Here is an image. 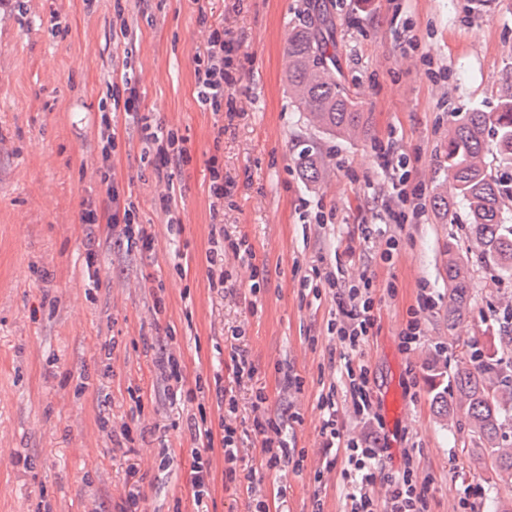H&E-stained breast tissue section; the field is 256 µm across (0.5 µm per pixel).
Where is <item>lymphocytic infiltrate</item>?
Returning a JSON list of instances; mask_svg holds the SVG:
<instances>
[{
	"mask_svg": "<svg viewBox=\"0 0 512 512\" xmlns=\"http://www.w3.org/2000/svg\"><path fill=\"white\" fill-rule=\"evenodd\" d=\"M240 45L234 39L225 37L223 28L208 30L203 56L197 57L194 69L195 84L202 104L208 105L211 112L224 110L226 99L232 98L236 79L234 64L239 56ZM123 113L127 124L136 126L143 144V156L151 160L159 180L165 181L166 189L157 199L159 210L168 223H177L178 194L171 174L172 169L183 165L188 159L186 140L177 129L154 122L153 118L140 107L139 89L131 76H122L120 83L108 84L106 93L99 105L96 123V137L99 145L97 173L106 186L111 214H103L93 203H86L80 221L86 228L88 248L85 263L94 266L97 259L96 247L101 238L113 239L115 244H127L128 248L142 253L153 252L155 238L139 220L135 203L121 197L112 179V152L115 137L112 133V116ZM213 247L206 257L208 281L211 289L224 292L229 274L224 268L226 252H233L243 260L253 257V250L246 239L225 240L218 237L212 241ZM324 282L336 303V312L330 322L331 328L351 351H359L367 343L374 326V299L370 277L359 281H346L341 271L326 272ZM215 395L218 408L224 414L218 425L208 423L206 417H189L187 431L192 444L193 477L192 495L197 506H204L210 496L215 473L212 468L213 450H221L224 456L222 472L225 485L231 486L238 480L241 434L235 422L238 401L229 389L224 388L221 374H214ZM267 397L264 392H256L252 402L255 412L251 430L259 442L260 468L265 473H279L287 467H301L298 449L289 447L286 429L295 416L288 409L276 413L266 410ZM320 408L322 420L320 437L325 456L326 469L340 468L349 491V512H377V504L372 488L377 482H385L389 487L386 499V512H427L428 496L424 486L413 477L412 470H404L400 475L386 471L384 451L375 438L369 435L348 437L344 426L337 417L334 394L323 397ZM344 456V465H337V456Z\"/></svg>",
	"mask_w": 512,
	"mask_h": 512,
	"instance_id": "lymphocytic-infiltrate-1",
	"label": "lymphocytic infiltrate"
}]
</instances>
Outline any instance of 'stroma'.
I'll return each mask as SVG.
<instances>
[{
    "instance_id": "1",
    "label": "stroma",
    "mask_w": 512,
    "mask_h": 512,
    "mask_svg": "<svg viewBox=\"0 0 512 512\" xmlns=\"http://www.w3.org/2000/svg\"><path fill=\"white\" fill-rule=\"evenodd\" d=\"M332 19L341 79L367 115L365 133L333 139L308 124L288 96L287 39L311 0H123L136 38L112 30L114 0H26L0 7V512H117L125 471L143 475V512H197L190 495L193 459L186 419L196 402L174 400L157 378L149 343L170 338L186 375L210 376L231 348L255 364L249 380L225 371L238 399L244 436L236 487L215 479L208 512H250L253 493L270 512H344L340 468L325 470L318 402L335 392L349 436L377 438L387 470L412 466L428 484V512H489L497 482L463 416L445 420L431 406L432 366L455 367L464 343H496L512 281L473 267L466 322L448 328V247L465 248L459 225L435 223L429 200L445 180V148L455 114L495 111L512 83V0H323ZM66 26L51 33L53 22ZM222 27L241 45L235 95L243 111L223 139L197 97L195 56L208 29ZM130 62L142 111L186 137L191 159L174 169L181 221L169 225L155 206L153 165L142 160L136 129L116 116L112 172L155 237L153 252L102 241L98 278L84 265L83 203L106 207L96 174L93 123L108 82ZM393 143L404 167L382 169L380 145ZM316 152L322 178L304 182L297 162ZM218 156L235 182L211 215L208 160ZM420 188V215L394 223L400 186ZM375 225L372 239L360 227ZM247 238L252 262L226 255L234 292L208 286L211 229ZM399 244L380 253L388 236ZM267 269L250 292L252 265ZM341 268L366 274L376 288L375 326L361 353L348 354L327 323L336 304L314 296L323 275ZM166 287L154 314L151 288ZM418 318L421 336L401 332ZM369 370L377 421L357 417L346 395V365ZM270 410L290 404L301 417L287 432L305 459L297 470L264 475L249 434L256 388ZM135 432L133 453L113 447L99 417ZM175 451L160 468L162 445ZM284 498H277V488Z\"/></svg>"
}]
</instances>
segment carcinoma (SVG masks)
<instances>
[{
  "mask_svg": "<svg viewBox=\"0 0 512 512\" xmlns=\"http://www.w3.org/2000/svg\"><path fill=\"white\" fill-rule=\"evenodd\" d=\"M288 92L296 108L306 113L318 131L352 139L366 125L365 113L338 81L333 23L316 8L288 34ZM493 126L495 142L485 138ZM496 166H491L488 158ZM444 163L451 186H442L430 201L437 222L453 224L456 206L465 208V252L451 247L445 272L448 279V326L462 323L472 296L471 257L512 279V217L509 199L498 172L512 170V86L506 88L498 111L464 112L454 116ZM302 179L313 184L321 177L319 158L304 152L299 158ZM431 405L437 416L463 415L473 442L483 449L497 475L512 480V333L499 337V348L485 352L468 346L466 356L451 372L433 369Z\"/></svg>",
  "mask_w": 512,
  "mask_h": 512,
  "instance_id": "cac0c4a2",
  "label": "carcinoma"
}]
</instances>
